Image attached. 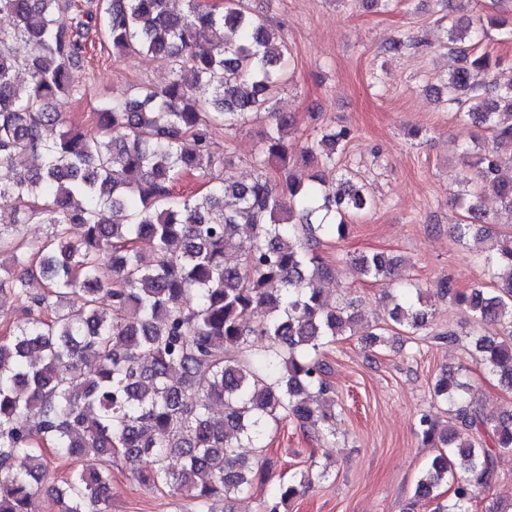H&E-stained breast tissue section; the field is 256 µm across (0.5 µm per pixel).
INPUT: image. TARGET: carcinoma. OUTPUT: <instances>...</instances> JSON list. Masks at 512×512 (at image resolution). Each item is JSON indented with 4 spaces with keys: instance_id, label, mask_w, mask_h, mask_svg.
<instances>
[{
    "instance_id": "cac0c4a2",
    "label": "carcinoma",
    "mask_w": 512,
    "mask_h": 512,
    "mask_svg": "<svg viewBox=\"0 0 512 512\" xmlns=\"http://www.w3.org/2000/svg\"><path fill=\"white\" fill-rule=\"evenodd\" d=\"M74 0H0L14 18L0 28V249H11L13 276L0 261V295L28 312V322L0 339V512H28L46 475V448L100 468L75 470L55 487L63 512H110L112 462L120 458L144 484L196 502L238 495L263 482L266 468L240 455L257 448L267 424L291 417L316 433H333L334 399L324 379L321 349L358 333L374 346L385 333L404 329L428 336L423 292L383 251L362 254L354 267L388 286L390 323L373 327L352 304L331 307L320 283L330 274L304 231L346 236L353 219L373 200L348 170L336 167V150L348 138L330 129L303 151L317 168L310 182L293 177L285 142L291 121L272 98L286 80L288 47L248 0H98L96 12L78 11L70 26L56 14ZM112 53H150L168 68L169 81L143 86L120 101H103L94 117L99 135L73 125L63 106L77 94L69 69L87 52L91 30ZM496 31L512 41V27L494 14L475 21L448 15V52L463 65L444 85L448 108L491 134V146L468 156L456 196L478 211L490 192L512 217V83L492 77L499 60L479 52ZM29 53L20 57L14 44ZM28 80L20 82L17 73ZM266 114L268 128L255 177L232 174L233 157L216 158L208 133L216 123L234 126ZM65 127L49 141L44 131ZM40 160L34 170L15 166L21 154ZM336 189L325 187L326 175ZM183 177L202 189L189 197L173 191ZM233 198L227 203L226 198ZM49 226L32 250L15 242L23 224ZM250 245L241 262L225 261L243 231ZM458 241L483 234L481 263L489 282L466 292L449 278L438 290L472 312L468 333L476 361L512 388V231L491 224L452 226ZM154 243L151 255L138 243ZM43 292L29 291L31 282ZM111 300L99 305L100 295ZM267 350L253 369L226 356ZM452 425L420 418L424 445L437 448L416 483L414 496L434 512H468L477 493L491 486L498 456L512 452V411L484 417L464 377L444 374L433 386ZM224 407V420L210 417ZM450 484L451 500L438 486ZM303 482H282L265 512H282Z\"/></svg>"
}]
</instances>
